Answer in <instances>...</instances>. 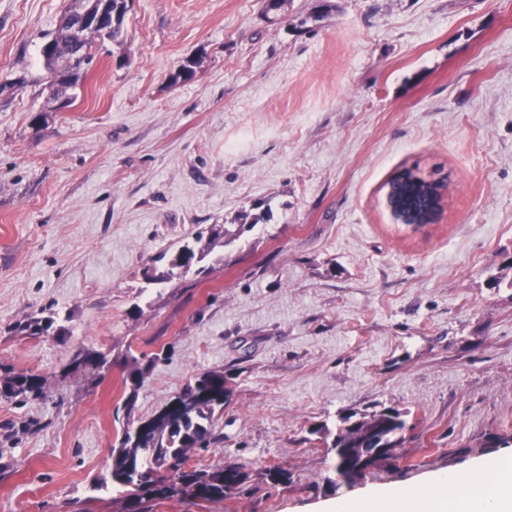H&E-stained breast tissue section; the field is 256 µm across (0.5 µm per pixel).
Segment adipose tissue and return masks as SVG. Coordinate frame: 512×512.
Masks as SVG:
<instances>
[{
    "label": "adipose tissue",
    "instance_id": "obj_1",
    "mask_svg": "<svg viewBox=\"0 0 512 512\" xmlns=\"http://www.w3.org/2000/svg\"><path fill=\"white\" fill-rule=\"evenodd\" d=\"M320 512H512V455L468 471H441L412 486L341 497L324 503Z\"/></svg>",
    "mask_w": 512,
    "mask_h": 512
}]
</instances>
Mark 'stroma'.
I'll return each instance as SVG.
<instances>
[{
  "mask_svg": "<svg viewBox=\"0 0 512 512\" xmlns=\"http://www.w3.org/2000/svg\"><path fill=\"white\" fill-rule=\"evenodd\" d=\"M71 0H0V366L48 376L0 398V512H123L95 490L123 426L220 369L213 444L251 489L143 512H318L495 456L512 434V0H133L76 102L51 112L41 48ZM196 76L174 82L187 59ZM439 170L429 224L395 223L385 184ZM258 225L196 287L146 285L161 250L240 213ZM53 305L65 335L15 334ZM108 370L68 372L74 354ZM155 363L138 391L124 380ZM393 407L396 465L333 485L324 432ZM292 475L263 480L266 467ZM110 362L105 354L87 350L81 356H74L67 370L68 372H76L88 367H91L93 370H100L107 364H110Z\"/></svg>",
  "mask_w": 512,
  "mask_h": 512,
  "instance_id": "35a3bbf8",
  "label": "stroma"
}]
</instances>
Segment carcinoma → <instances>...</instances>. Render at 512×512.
I'll return each mask as SVG.
<instances>
[{
	"instance_id": "cac0c4a2",
	"label": "carcinoma",
	"mask_w": 512,
	"mask_h": 512,
	"mask_svg": "<svg viewBox=\"0 0 512 512\" xmlns=\"http://www.w3.org/2000/svg\"><path fill=\"white\" fill-rule=\"evenodd\" d=\"M47 97H70L85 75V71L71 64L65 49L57 53L43 54ZM55 72L64 79L55 83ZM445 184L441 179H429L418 168H403L388 181L387 204L393 218L403 224L419 227L429 223L441 207ZM241 224L229 230L224 224H213L208 229V239L239 237L258 224L259 218L244 213ZM203 233L193 241H186L172 255L160 251L155 261L163 263L162 270L147 276L150 284H160L188 275L192 267L207 256L198 247ZM15 329L31 336H62L66 328L58 323L53 307L41 310V315L30 316L15 325ZM155 359L145 362L133 359L126 380L131 390L124 399L122 410L126 429L118 444L112 448L109 480L117 487H132L135 493L127 496L125 512H142L145 499L165 500L191 496L205 502L229 499L249 490L252 481L247 466L230 461L223 466L201 469L188 465L189 453L194 448H206L212 439L211 420L218 408L228 401L230 390L226 386L224 372L212 370L185 384L158 412L150 417L131 422L135 409L136 392L152 368ZM109 364L108 357L99 352L85 351L74 356L68 371L76 372L88 367L100 370ZM47 378L39 373L7 371L0 374V398L42 399L47 396ZM406 421L395 408H383L371 412L346 413L340 417V425L330 447L335 453V471L356 469L363 448H385L387 452L370 465L374 469L398 458L397 449L404 440ZM163 468L170 475L162 478L157 469ZM272 485H286L292 476L288 470L272 465L264 473Z\"/></svg>"
}]
</instances>
